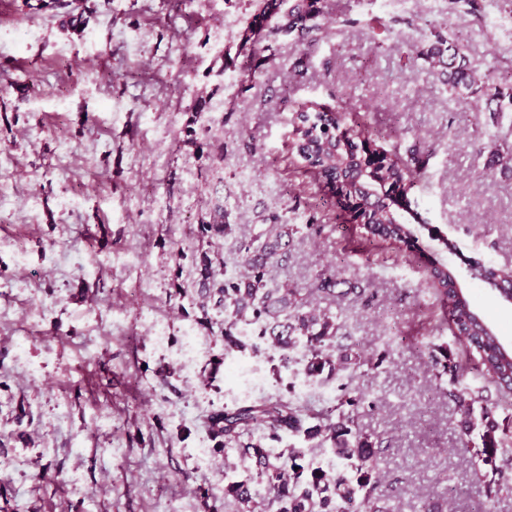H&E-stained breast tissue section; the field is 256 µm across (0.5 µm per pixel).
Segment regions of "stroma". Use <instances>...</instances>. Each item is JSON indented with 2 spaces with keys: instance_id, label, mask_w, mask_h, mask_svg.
I'll list each match as a JSON object with an SVG mask.
<instances>
[{
  "instance_id": "1",
  "label": "stroma",
  "mask_w": 512,
  "mask_h": 512,
  "mask_svg": "<svg viewBox=\"0 0 512 512\" xmlns=\"http://www.w3.org/2000/svg\"><path fill=\"white\" fill-rule=\"evenodd\" d=\"M0 0V512H225V456L210 417L222 407L290 398L333 405L332 381L306 385L272 349L225 354L220 326L201 324L202 256L240 270L237 245L272 212L314 213L294 234L271 285L309 288L323 270L362 294L313 303L377 369L352 393L374 401L359 425L381 436L389 512H512V493L480 480L449 377L483 388L496 420L512 390L467 370L421 250H397L341 224L288 148L289 103L313 99L420 143L412 164L430 226L466 258L512 266V167L486 171L488 137L512 129L492 89L460 101L415 52L433 23L455 32L471 66L512 85V13L483 0H437L387 13L381 0H328L311 47L275 42L254 80L240 75L241 33L260 0ZM197 144H190V137ZM79 195L77 206L67 197ZM232 231L198 234L214 209ZM512 347V304L465 280ZM163 326L167 341L153 340ZM199 352L184 362L186 331ZM242 363L251 376L230 377ZM207 444L210 460L194 448Z\"/></svg>"
}]
</instances>
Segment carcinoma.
Instances as JSON below:
<instances>
[{
    "label": "carcinoma",
    "instance_id": "obj_1",
    "mask_svg": "<svg viewBox=\"0 0 512 512\" xmlns=\"http://www.w3.org/2000/svg\"><path fill=\"white\" fill-rule=\"evenodd\" d=\"M323 0H264L244 29L239 54L240 71L253 78L269 60L261 46L280 34L291 35L305 45L320 29ZM421 55L435 64L448 63V87L456 92H473L494 78V72H480L468 65L463 45L437 31L434 39L418 46ZM288 150L309 171L324 194L323 204L340 209L336 219L356 222L346 211L343 200L360 209L362 229L370 238H381L396 249L410 244L419 228L415 216L401 208L399 200L408 197L410 169L397 150L377 157L381 130L362 122L348 123L346 113L314 101L295 104ZM490 163L512 160L508 137L495 135L488 144ZM230 225L219 215L199 225L203 238L224 236ZM296 232L271 215V224L262 233L240 242L238 253L244 273L229 276L217 271L208 256L200 259V293L205 319L210 311L224 315L221 340L224 353L246 347L239 332L241 325L259 328L257 338L277 352L282 366L292 362L290 351L303 345L307 351L302 368L313 381H341L336 404L320 413L294 407L285 400L237 405L212 414L211 431L224 438V455L235 454L251 462L246 474L224 483V504H237L238 512H383L378 506V490L385 481L371 436L361 430L358 419L366 408L363 395L349 391V380L369 363L354 347L336 342L339 326L331 313L313 306L312 293L333 294L337 279L320 274L307 293L288 285L272 288L265 278L267 268L288 259V238ZM431 277L441 307L454 335L468 347L474 366L500 387L512 389V349L501 341L494 328L480 314L470 294L458 286L457 268L437 259L430 264ZM456 384L453 397L463 418L462 429L470 435L481 420L482 447L478 457L486 467L483 477L500 490L508 486L499 455L512 454V420L500 424L494 418L495 406L462 385L457 365L450 369ZM264 430L272 440L300 436L305 441L329 445L336 464L326 469L306 461L301 448L274 453L260 444L244 443L241 438Z\"/></svg>",
    "mask_w": 512,
    "mask_h": 512
}]
</instances>
